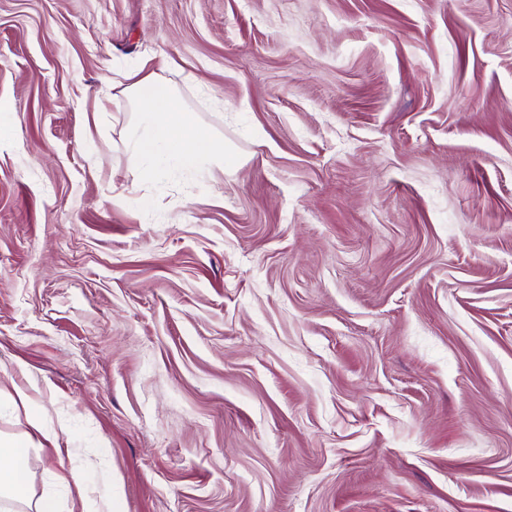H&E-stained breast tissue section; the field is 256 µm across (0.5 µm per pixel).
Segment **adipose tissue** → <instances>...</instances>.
<instances>
[{
	"instance_id": "ef3b65f1",
	"label": "adipose tissue",
	"mask_w": 512,
	"mask_h": 512,
	"mask_svg": "<svg viewBox=\"0 0 512 512\" xmlns=\"http://www.w3.org/2000/svg\"><path fill=\"white\" fill-rule=\"evenodd\" d=\"M121 78L145 114V128L131 130L129 142L148 175L158 177L173 169L200 172L223 164V145L213 141L167 80L136 72L122 73ZM26 469L17 445L0 438V512L5 505L25 500Z\"/></svg>"
}]
</instances>
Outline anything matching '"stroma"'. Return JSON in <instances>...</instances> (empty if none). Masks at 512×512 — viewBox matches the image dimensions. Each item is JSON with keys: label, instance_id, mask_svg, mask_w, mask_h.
<instances>
[{"label": "stroma", "instance_id": "35a3bbf8", "mask_svg": "<svg viewBox=\"0 0 512 512\" xmlns=\"http://www.w3.org/2000/svg\"><path fill=\"white\" fill-rule=\"evenodd\" d=\"M145 58L223 167L145 176ZM0 436L63 512H512V0H0ZM62 481L75 489L79 498L82 512H118V497L115 495L112 485L108 492L99 497L98 500L88 498L84 494V481L82 473L78 470H72L69 474L62 477Z\"/></svg>", "mask_w": 512, "mask_h": 512}]
</instances>
